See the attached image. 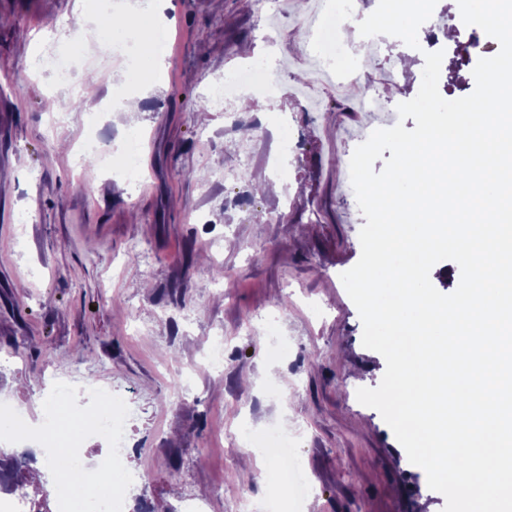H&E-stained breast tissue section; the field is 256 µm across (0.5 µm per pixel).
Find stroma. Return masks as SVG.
<instances>
[{"label": "stroma", "mask_w": 512, "mask_h": 512, "mask_svg": "<svg viewBox=\"0 0 512 512\" xmlns=\"http://www.w3.org/2000/svg\"><path fill=\"white\" fill-rule=\"evenodd\" d=\"M74 3L0 0V172L11 176L0 190V400L36 432L0 437V448L41 452L55 383L91 379L129 411L131 510L139 495L152 512H173L187 495L211 501L212 512H238L243 496L260 506L265 466L240 429L284 420L316 484L305 512H443L444 496L356 397L379 385L385 360L363 346L340 279L360 258L365 223L344 159L353 139L418 93L431 46L412 32L435 12L455 32L439 78L445 99L473 92L472 70L498 51L496 40L471 44L475 29L457 0H428L410 31L367 63L375 100L366 104L333 79L310 77L324 47L305 32L320 21V0H168L164 54L143 40L133 65L112 51L122 28L96 22L80 41L69 38ZM52 53L100 71L97 99L117 101L118 88L135 85L141 112L69 107L52 124L47 104H67L69 88L34 67ZM271 54L272 102L233 117L204 105L216 78ZM280 119L301 144L273 194L257 180L273 174ZM91 130L106 153L132 136L153 142L141 184L77 165ZM244 147L247 181L214 182ZM272 316L276 352L265 336ZM218 335L220 371L204 357ZM268 386L280 398H268Z\"/></svg>", "instance_id": "35a3bbf8"}]
</instances>
